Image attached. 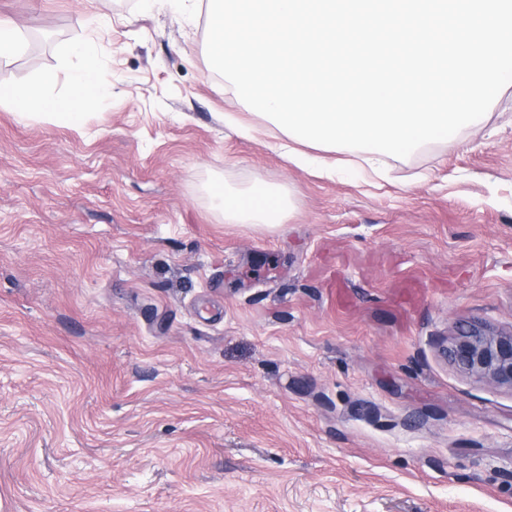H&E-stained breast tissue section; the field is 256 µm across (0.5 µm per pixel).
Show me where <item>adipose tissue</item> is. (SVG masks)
<instances>
[{
	"label": "adipose tissue",
	"mask_w": 512,
	"mask_h": 512,
	"mask_svg": "<svg viewBox=\"0 0 512 512\" xmlns=\"http://www.w3.org/2000/svg\"><path fill=\"white\" fill-rule=\"evenodd\" d=\"M99 50V40L93 36L64 47L65 57L80 62L78 68L68 73L71 92L65 97L48 92L58 79L55 71L44 72L24 83L0 72V107L14 112L23 122L37 116L81 122L108 83L98 64ZM210 195L228 224H279L293 210L289 193L277 184L255 183L244 188L217 184Z\"/></svg>",
	"instance_id": "obj_1"
}]
</instances>
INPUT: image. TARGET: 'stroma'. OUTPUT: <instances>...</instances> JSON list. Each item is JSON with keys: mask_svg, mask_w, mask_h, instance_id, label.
<instances>
[{"mask_svg": "<svg viewBox=\"0 0 512 512\" xmlns=\"http://www.w3.org/2000/svg\"><path fill=\"white\" fill-rule=\"evenodd\" d=\"M98 0H0L6 70L67 72ZM82 123L0 108V512H512V391L440 347L512 329V87L381 177L328 179L206 54L112 0ZM295 208L228 224L213 183ZM25 27L14 21L0 22V60L16 55L22 47V34Z\"/></svg>", "mask_w": 512, "mask_h": 512, "instance_id": "1", "label": "stroma"}]
</instances>
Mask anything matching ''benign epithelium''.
<instances>
[{
  "instance_id": "benign-epithelium-1",
  "label": "benign epithelium",
  "mask_w": 512,
  "mask_h": 512,
  "mask_svg": "<svg viewBox=\"0 0 512 512\" xmlns=\"http://www.w3.org/2000/svg\"><path fill=\"white\" fill-rule=\"evenodd\" d=\"M444 353L460 372L512 391V331L470 324L458 329Z\"/></svg>"
}]
</instances>
